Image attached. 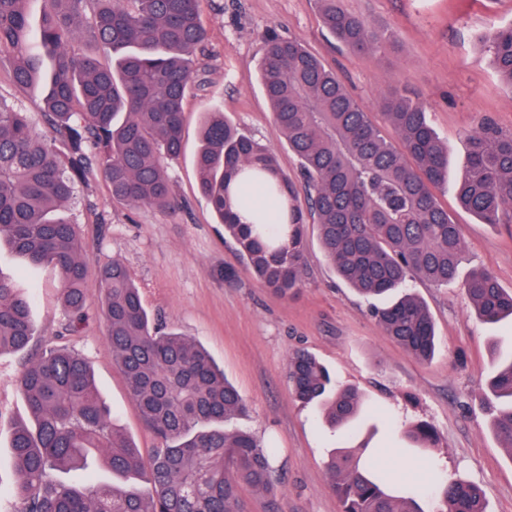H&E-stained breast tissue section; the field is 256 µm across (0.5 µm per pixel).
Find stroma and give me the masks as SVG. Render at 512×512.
I'll return each instance as SVG.
<instances>
[{"label": "stroma", "instance_id": "stroma-1", "mask_svg": "<svg viewBox=\"0 0 512 512\" xmlns=\"http://www.w3.org/2000/svg\"><path fill=\"white\" fill-rule=\"evenodd\" d=\"M349 12L393 33L386 53H355L323 26L315 0H200L207 40L199 55L207 71L204 91L184 102L183 153L168 174L179 209L131 208L113 202L102 176L77 186L70 216L86 250L89 319L80 333L65 334L59 278L9 250L0 251V273L23 288L36 334L33 345H64L91 367L101 398L142 451L157 447L105 344L98 269L120 259L132 272L152 315L203 346L248 403L236 425L276 449L277 501L243 489L249 512H340L324 463L341 441L318 409L295 401L286 378L297 349L315 355L336 385L356 389L364 416L354 440L378 451L400 479L425 478L436 467L445 478L478 485L488 512H512V455L490 428L487 382L499 361L512 355V320L482 323L464 283L478 268L512 290V223L485 224L456 200L468 136L484 118L512 129V86L498 75L479 36L490 26L512 24V0H343ZM276 29L300 40L334 70L358 99L374 103L389 88L422 101L450 147L448 183L439 203L459 224L463 259L454 282L409 286L432 316L437 349L415 359L386 336L369 304L341 281L323 257L315 226L304 240L299 288L280 296L245 267L226 240L199 188L196 153L204 113L221 112L242 132L272 147L281 169L299 180L297 160L275 125L261 90L259 64L265 34ZM26 353L0 354V512H19L10 455L9 425L29 420L18 387ZM433 426L438 442L419 452L403 430Z\"/></svg>", "mask_w": 512, "mask_h": 512}]
</instances>
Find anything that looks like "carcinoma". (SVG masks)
I'll list each match as a JSON object with an SVG mask.
<instances>
[{
	"instance_id": "carcinoma-1",
	"label": "carcinoma",
	"mask_w": 512,
	"mask_h": 512,
	"mask_svg": "<svg viewBox=\"0 0 512 512\" xmlns=\"http://www.w3.org/2000/svg\"><path fill=\"white\" fill-rule=\"evenodd\" d=\"M32 0H0V58L10 59L14 85L45 87L43 125L0 100V246L34 266L58 272L66 326L87 319V263L77 226L68 216L75 184L99 171L112 200L129 207L178 206L166 164L183 151V103L205 89L197 52L207 33L200 0H43L38 28ZM325 27L354 52L382 51L384 33L343 7L316 0ZM86 39L112 55L106 65L79 53ZM502 79L512 87V25L482 36ZM262 90L273 120L297 158L307 211L272 148L240 132L222 112H208L196 156L200 190L224 236L246 267L286 296L302 281L305 217L336 274L362 296H379L409 280L446 286L462 259L460 226L434 190L448 183V143L427 110L405 91L379 101L394 144L336 74L303 44L270 32L260 61ZM251 185L283 197V224L265 214L237 222L229 186L239 172ZM460 205L485 224L512 221V129L483 121L469 137ZM105 342L144 426L161 442L145 457L101 400L90 368L65 347L31 357L18 386L31 423L12 427L20 512H246L243 487L275 497L276 449L226 423L246 405L210 355L187 337L152 321L125 264L112 259L99 274ZM464 288L477 317L493 324L512 317V290L476 270ZM383 333L420 361L435 350L424 302L406 292L372 308ZM34 335L29 302L0 274V353L21 352ZM294 397L317 405L334 430L356 429L358 392L336 387L326 367L299 350L288 361ZM498 402L491 427L512 456V358L487 384ZM410 445L435 446L427 424L405 430ZM103 462L121 484L69 482L58 473H86ZM341 512H426L428 489L441 512H487L481 490L429 471L427 481L397 482L364 445L339 448L327 465Z\"/></svg>"
}]
</instances>
